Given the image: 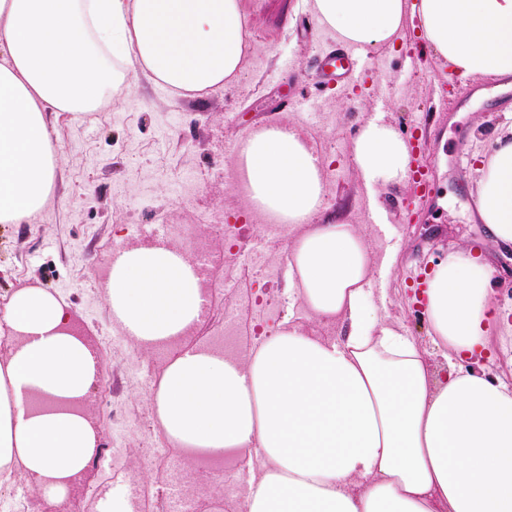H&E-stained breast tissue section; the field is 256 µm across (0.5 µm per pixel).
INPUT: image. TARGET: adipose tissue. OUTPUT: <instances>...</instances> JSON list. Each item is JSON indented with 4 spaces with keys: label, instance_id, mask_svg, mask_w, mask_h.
<instances>
[{
    "label": "adipose tissue",
    "instance_id": "ef3b65f1",
    "mask_svg": "<svg viewBox=\"0 0 512 512\" xmlns=\"http://www.w3.org/2000/svg\"><path fill=\"white\" fill-rule=\"evenodd\" d=\"M319 25L369 52L404 42L417 17L427 49L469 82L512 79V0H314ZM249 50L240 0H0V224L41 211L55 182L51 112H94L130 70L178 94L233 81ZM480 158L477 214L487 242L512 247V120ZM367 186L407 184L408 140L370 120L352 145ZM233 166L250 210L297 234L288 286L320 320H342L327 341L283 325L248 353L190 347L165 369L152 405L170 443L210 458L260 449L263 470L247 512H512V387L467 369L435 383L425 354L369 304L372 246L323 211L325 162L282 124L248 131ZM485 253L449 252L424 291L434 342L449 358L483 355L512 326L491 297ZM186 252L121 248L112 257V320L138 348L184 337L201 313ZM71 312L37 287L14 292L4 321L16 346L0 364V469L20 465L54 505L89 464L98 433L64 409L97 375Z\"/></svg>",
    "mask_w": 512,
    "mask_h": 512
}]
</instances>
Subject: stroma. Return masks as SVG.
<instances>
[{
	"label": "stroma",
	"mask_w": 512,
	"mask_h": 512,
	"mask_svg": "<svg viewBox=\"0 0 512 512\" xmlns=\"http://www.w3.org/2000/svg\"><path fill=\"white\" fill-rule=\"evenodd\" d=\"M250 52L236 81L202 96H178L144 75L103 110L63 113L50 127L58 164L54 194L44 210L22 224H0V309L11 294L44 288L67 303L83 327L100 367L87 399L100 443H119L139 472L144 512H171L174 491L188 492L197 512L224 498L223 512H238L237 482L247 480L238 458L187 467L166 443L137 374L161 372L166 351L140 350L109 314L99 270L116 248L142 242L141 228L167 225L166 242L193 251L205 243L211 287L206 307L184 346L223 333L225 347L259 345L284 320L309 335L341 339L342 326L315 318L290 300L285 272L290 236L268 225L237 226L232 238L215 225L245 217L232 194L224 163L237 138L255 127L294 126L327 160L331 211L362 230L373 246L375 278L369 302L424 350L435 372L445 361L432 342L425 311L415 301L416 275L449 251L480 247L472 173L485 142L472 139L478 120L496 118L512 104V89L479 79L440 86V61L430 52L410 57L407 46H380L364 55L360 79L323 83L321 57L336 43L315 20L308 0H241ZM379 118L415 142L434 184L416 200L414 184L389 193L366 187L356 174L352 139L367 118ZM131 422L114 432L113 407ZM165 447L159 457L152 448Z\"/></svg>",
	"instance_id": "35a3bbf8"
}]
</instances>
